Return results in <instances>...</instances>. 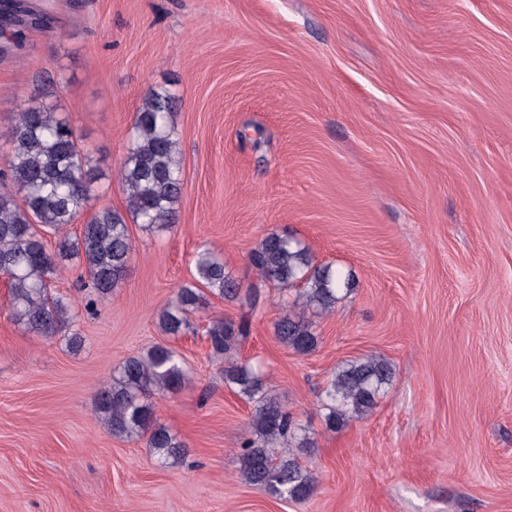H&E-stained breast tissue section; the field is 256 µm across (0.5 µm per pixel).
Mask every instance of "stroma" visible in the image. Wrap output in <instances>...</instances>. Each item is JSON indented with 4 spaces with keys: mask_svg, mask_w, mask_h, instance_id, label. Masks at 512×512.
<instances>
[{
    "mask_svg": "<svg viewBox=\"0 0 512 512\" xmlns=\"http://www.w3.org/2000/svg\"><path fill=\"white\" fill-rule=\"evenodd\" d=\"M54 19L0 55V164L38 98L99 178L86 214L124 210L116 173L144 98L169 91L183 188L173 232L131 225L126 278L80 312L79 349L25 331L0 287V512H512V0H37ZM273 231L357 286L299 354L266 292L231 362L262 367L308 429L317 486L283 503L242 481L252 404L194 333L157 315L201 250L242 284ZM159 343L189 383L154 401L185 445L162 466L92 406L115 366ZM370 354L394 368L366 417L327 429L317 396Z\"/></svg>",
    "mask_w": 512,
    "mask_h": 512,
    "instance_id": "stroma-1",
    "label": "stroma"
}]
</instances>
